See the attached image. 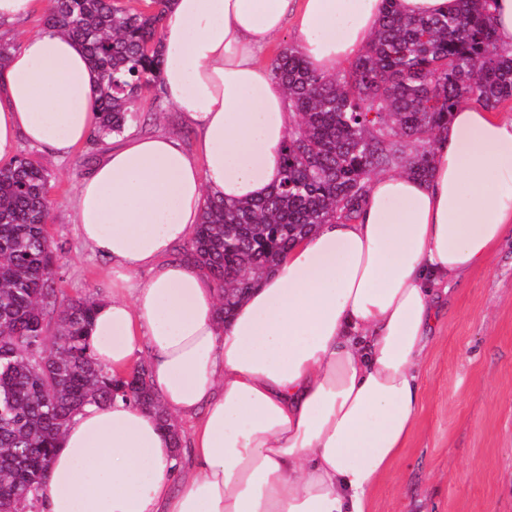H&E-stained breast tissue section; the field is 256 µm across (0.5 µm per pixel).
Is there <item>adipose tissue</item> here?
Here are the masks:
<instances>
[{"label": "adipose tissue", "mask_w": 512, "mask_h": 512, "mask_svg": "<svg viewBox=\"0 0 512 512\" xmlns=\"http://www.w3.org/2000/svg\"><path fill=\"white\" fill-rule=\"evenodd\" d=\"M386 0H169L160 36L164 101L194 135L108 139L73 202L82 246L108 261L94 358L121 374L144 359L166 411L190 421L176 465L154 414L121 398L68 422L42 512H370L420 410V373L450 279L512 237V117L468 102L420 179L370 178L353 221L320 225L236 307L193 260L206 195L265 196L282 178L295 117L261 53L286 27L309 68L362 55ZM82 44L23 37L0 73V162L28 144L60 158L98 124Z\"/></svg>", "instance_id": "adipose-tissue-1"}]
</instances>
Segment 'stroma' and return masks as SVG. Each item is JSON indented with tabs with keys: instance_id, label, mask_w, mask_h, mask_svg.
<instances>
[{
	"instance_id": "35a3bbf8",
	"label": "stroma",
	"mask_w": 512,
	"mask_h": 512,
	"mask_svg": "<svg viewBox=\"0 0 512 512\" xmlns=\"http://www.w3.org/2000/svg\"><path fill=\"white\" fill-rule=\"evenodd\" d=\"M145 94L143 132L191 133L176 112ZM31 156L51 176L48 231L60 248V286L77 298L100 291L104 259L79 242L72 198L97 150L81 145L67 158L38 149ZM421 408L398 463L380 477L370 512H512V240L487 267L454 279L424 356Z\"/></svg>"
}]
</instances>
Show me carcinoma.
Returning a JSON list of instances; mask_svg holds the SVG:
<instances>
[{"label":"carcinoma","instance_id":"1","mask_svg":"<svg viewBox=\"0 0 512 512\" xmlns=\"http://www.w3.org/2000/svg\"><path fill=\"white\" fill-rule=\"evenodd\" d=\"M167 0L132 10L117 0H53L45 25L82 43L97 76L100 121L90 144L141 120L142 95L159 77ZM297 121L282 146L283 177L263 198L205 197L185 249L216 282L219 311L243 297L293 245L322 224L356 218L371 175L393 166L430 170L431 144L463 101L487 110L512 99V55L496 46L487 0H459L453 14L408 17L389 6L368 50L331 76L283 46L271 63ZM49 174L20 154L0 164V512H33L70 419L116 397L154 410L179 430L149 383L95 361L89 344L95 298L65 299L47 224Z\"/></svg>","mask_w":512,"mask_h":512}]
</instances>
